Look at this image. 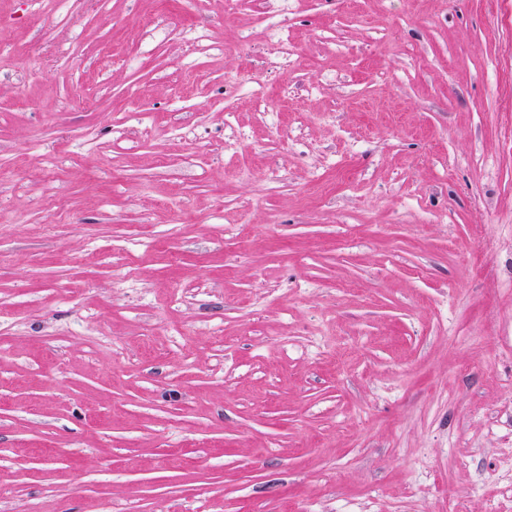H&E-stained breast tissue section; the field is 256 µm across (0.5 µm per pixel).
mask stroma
Listing matches in <instances>:
<instances>
[{
	"instance_id": "stroma-1",
	"label": "stroma",
	"mask_w": 512,
	"mask_h": 512,
	"mask_svg": "<svg viewBox=\"0 0 512 512\" xmlns=\"http://www.w3.org/2000/svg\"><path fill=\"white\" fill-rule=\"evenodd\" d=\"M0 512H512V0H0Z\"/></svg>"
}]
</instances>
